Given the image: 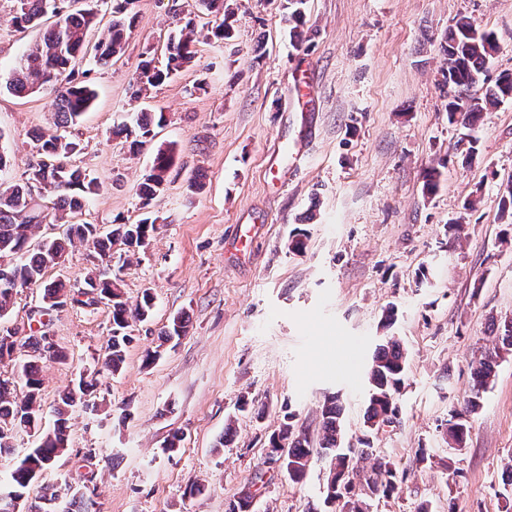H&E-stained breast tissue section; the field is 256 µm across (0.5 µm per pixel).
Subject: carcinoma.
<instances>
[{"label": "carcinoma", "instance_id": "carcinoma-1", "mask_svg": "<svg viewBox=\"0 0 512 512\" xmlns=\"http://www.w3.org/2000/svg\"><path fill=\"white\" fill-rule=\"evenodd\" d=\"M12 2L14 27L26 30L42 26L44 32L11 70L0 89L16 97L40 90L54 96L56 130L49 136L34 135L39 159L29 165L25 181L0 188V260L10 263L14 280L11 288L0 287V322L11 313L19 293L29 288L43 289L42 300L49 311L66 306L72 300L67 285L61 280L47 281L46 274L49 269L65 264L69 248L77 242L83 243L87 245L86 258L92 270L85 279L87 300L82 305L90 307L104 302L111 308L112 336L101 357V368L115 375L122 371L126 347L132 341L127 333L130 322L147 320L154 303L146 290L141 300L130 306L124 299L122 279L105 274L103 268L111 262L112 246L116 242L133 253L145 247L156 224L148 217L133 223L122 219L102 231L95 224L74 221L85 200L99 190V184L72 164L73 156L79 153V143L69 128L79 123L96 97L87 73L76 72L73 62L90 54L95 64L106 66L112 59L121 57L138 0H109L112 19L91 52L88 51V35L100 24L91 6L77 8L78 0ZM305 4L306 0H282L289 25L288 37L298 49L305 43L302 31ZM198 5L213 19L199 29L195 19L190 17L170 34L165 68H157L150 60L142 61L137 80L139 87H156L184 68L196 57L200 39L222 42L232 37L231 14L224 0H198ZM498 48L496 35L467 17L457 20L441 43L445 67L440 88L448 98V117L460 118L467 128L475 126L483 113L512 99V74L509 72L482 87L480 95H468ZM164 122L162 112H136L129 121L116 127L113 134L129 140L130 151L135 152L153 137V126ZM173 166V148L159 146L137 189L142 208L149 207L165 191ZM32 181L53 189L55 198L50 210L33 204L29 192ZM45 220L60 225L62 232L53 237H35ZM186 328V316L177 314L161 328L159 339L164 344L178 339L186 334ZM509 355H512V318L496 326L491 346L473 362L470 395L460 407L449 411L445 442L456 453L464 449L469 420L482 407L483 394L494 384L500 361ZM20 356L25 357L18 374L22 391H17L18 379L0 377V451H10L9 440L18 431L31 438V448L10 472V487L23 495L34 481L35 471L47 470L66 452L65 424L76 406L86 402L85 396L94 388L99 370L81 373L60 397L54 426L50 428L43 424L41 371L42 365L61 358L60 351L56 349L49 354L43 336L32 334L18 340L13 338L9 328L0 325V363ZM407 359L406 349L394 336L383 337L376 346L368 374L372 394L365 411L367 430L358 438L359 447L344 448L342 405L339 396L333 393L325 396L321 406L318 441H312L305 429L293 424L290 415L288 423L270 438L269 458L287 449L289 477L295 481L306 475L314 456L327 460L324 505L335 507L336 512H371L373 500L389 496L396 486L397 471L384 457L374 453L372 437L381 428L395 423ZM253 498L251 491L243 492L228 504L227 512H251ZM92 508L93 504L84 496L70 495L48 486L38 512H91Z\"/></svg>", "mask_w": 512, "mask_h": 512}]
</instances>
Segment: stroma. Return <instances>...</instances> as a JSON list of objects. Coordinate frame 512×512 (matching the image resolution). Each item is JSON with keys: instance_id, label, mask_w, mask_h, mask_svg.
Masks as SVG:
<instances>
[{"instance_id": "obj_1", "label": "stroma", "mask_w": 512, "mask_h": 512, "mask_svg": "<svg viewBox=\"0 0 512 512\" xmlns=\"http://www.w3.org/2000/svg\"><path fill=\"white\" fill-rule=\"evenodd\" d=\"M227 3L232 38L200 41L194 62L145 96L133 95L140 61H163L168 33L194 0H140L117 61H76L96 99L73 129L75 162L100 185L82 220L139 215L150 154L131 153L112 130L140 108L163 110L154 142L174 145L176 167L149 208L157 230L147 248L112 258L128 303L151 291L153 315L133 324L122 372L101 376L72 412L69 449L31 484L26 504L61 481L90 487L95 512H226L263 472L269 482L253 512H318L325 464L294 481L269 463V438L289 416L317 433L324 397L337 392L355 443L380 320L393 305L408 375L398 421L373 446L406 477L373 512H502L512 501L502 483L512 356L461 454L449 455L444 437L493 322L512 318V241L499 210L512 181V99L483 113L472 130L478 155L465 161V130L439 88V43L471 18L499 39L480 83L512 72V0H307L309 40L299 50L280 0ZM40 35L17 31L0 0V81ZM52 102L0 93V147L10 156L0 182H22L37 157L33 134L54 133ZM441 160L439 187L427 194L423 173ZM195 173L202 188L191 191ZM457 223L465 230L452 244L447 227ZM298 229L308 234L300 255L290 248ZM178 313L189 321L185 336L160 344ZM46 330L66 355L43 369L50 424L60 394L103 352L109 308L68 304ZM155 348L160 357L145 363Z\"/></svg>"}]
</instances>
